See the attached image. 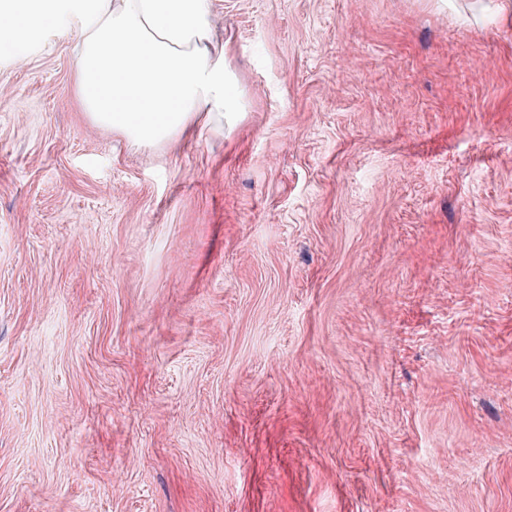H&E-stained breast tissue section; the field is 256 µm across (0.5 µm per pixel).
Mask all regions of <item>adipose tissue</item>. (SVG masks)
<instances>
[{
    "label": "adipose tissue",
    "instance_id": "ef3b65f1",
    "mask_svg": "<svg viewBox=\"0 0 512 512\" xmlns=\"http://www.w3.org/2000/svg\"><path fill=\"white\" fill-rule=\"evenodd\" d=\"M75 34L82 104L137 148L212 132L242 110L212 0H0V60Z\"/></svg>",
    "mask_w": 512,
    "mask_h": 512
}]
</instances>
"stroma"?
<instances>
[{
	"label": "stroma",
	"mask_w": 512,
	"mask_h": 512,
	"mask_svg": "<svg viewBox=\"0 0 512 512\" xmlns=\"http://www.w3.org/2000/svg\"><path fill=\"white\" fill-rule=\"evenodd\" d=\"M214 10L202 139L0 62V512H512V20Z\"/></svg>",
	"instance_id": "35a3bbf8"
}]
</instances>
